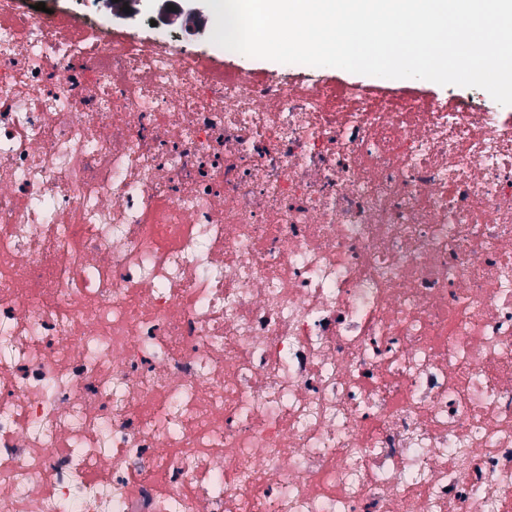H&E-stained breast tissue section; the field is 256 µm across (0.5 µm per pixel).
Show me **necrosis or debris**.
I'll return each mask as SVG.
<instances>
[{"label":"necrosis or debris","mask_w":512,"mask_h":512,"mask_svg":"<svg viewBox=\"0 0 512 512\" xmlns=\"http://www.w3.org/2000/svg\"><path fill=\"white\" fill-rule=\"evenodd\" d=\"M0 0V512H512V113Z\"/></svg>","instance_id":"1"}]
</instances>
